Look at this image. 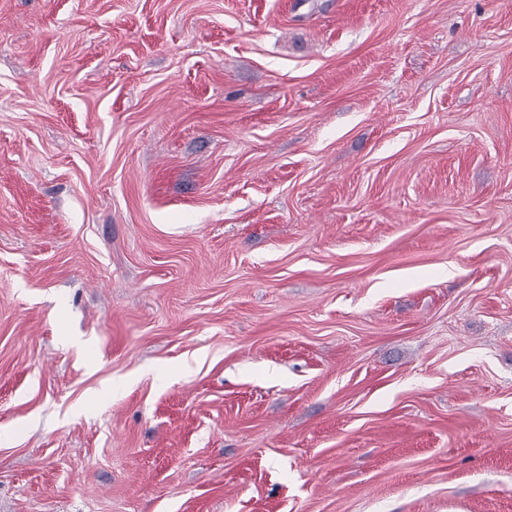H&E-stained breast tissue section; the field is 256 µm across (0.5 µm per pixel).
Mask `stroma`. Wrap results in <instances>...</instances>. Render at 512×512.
Returning a JSON list of instances; mask_svg holds the SVG:
<instances>
[{
  "label": "stroma",
  "instance_id": "35a3bbf8",
  "mask_svg": "<svg viewBox=\"0 0 512 512\" xmlns=\"http://www.w3.org/2000/svg\"><path fill=\"white\" fill-rule=\"evenodd\" d=\"M0 512H512V0H0Z\"/></svg>",
  "mask_w": 512,
  "mask_h": 512
}]
</instances>
